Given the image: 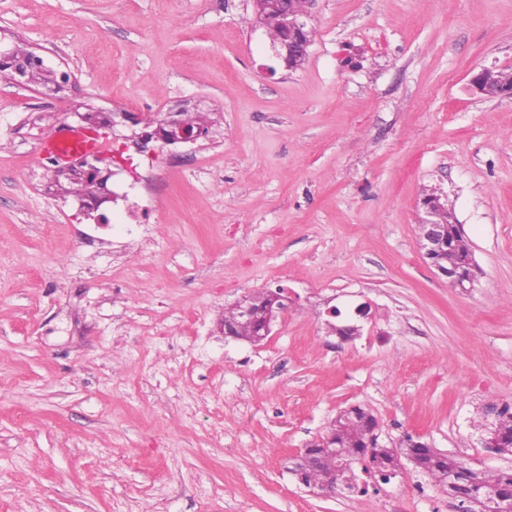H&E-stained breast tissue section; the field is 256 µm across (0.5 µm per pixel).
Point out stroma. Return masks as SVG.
I'll return each instance as SVG.
<instances>
[{"label":"stroma","instance_id":"obj_1","mask_svg":"<svg viewBox=\"0 0 512 512\" xmlns=\"http://www.w3.org/2000/svg\"><path fill=\"white\" fill-rule=\"evenodd\" d=\"M296 70L250 0H0V33L71 72L60 93L0 73V512H457L404 463L379 492L316 494L288 460L361 405L475 470L512 405V0H317ZM194 97L208 139L169 167L150 224L55 188L43 134ZM480 274L459 292L416 243L426 192ZM288 309L252 343L224 310ZM371 316L349 340L332 333ZM495 67L483 68L469 80V91L481 99L511 98L512 87L500 83L496 78Z\"/></svg>","mask_w":512,"mask_h":512}]
</instances>
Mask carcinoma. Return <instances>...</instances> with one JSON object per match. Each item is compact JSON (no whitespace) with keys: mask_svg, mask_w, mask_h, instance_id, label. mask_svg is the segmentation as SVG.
<instances>
[{"mask_svg":"<svg viewBox=\"0 0 512 512\" xmlns=\"http://www.w3.org/2000/svg\"><path fill=\"white\" fill-rule=\"evenodd\" d=\"M15 58L25 61L31 85L47 87L58 80L57 72L44 65L43 59L37 54H32L25 46H20ZM57 187L65 194H73L90 201L95 200L98 195L93 174L67 178L65 182L57 183ZM447 246L449 251L443 254L445 258L462 260L471 253L468 239L455 224L448 225ZM270 296L272 291L267 289L250 295L248 302L252 306V312L249 315L243 314L234 305L224 309V324L230 326L238 338L253 340V337L261 334L264 311ZM375 425L374 415L361 407L346 417L337 416L330 428L334 447L307 449L299 454L290 471L303 486L321 495L336 493L338 486L350 491L358 489L360 493L365 494L367 489L359 488V481L363 478L381 484L389 483V480L379 478L375 468L366 465L362 459L366 451L367 433ZM492 432L503 442L500 451L512 452V412H498ZM415 468L445 489L448 486V478L457 473L460 465L446 455L433 454L418 457ZM510 490L512 469L479 470L474 480L464 483L461 488L463 498L459 499L460 506L463 512H501L496 496Z\"/></svg>","mask_w":512,"mask_h":512,"instance_id":"obj_1","label":"carcinoma"}]
</instances>
